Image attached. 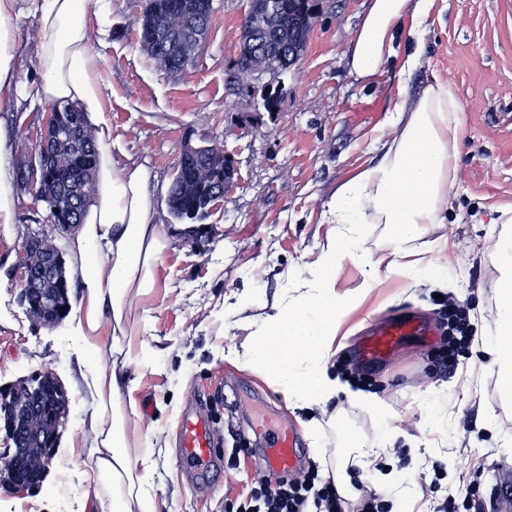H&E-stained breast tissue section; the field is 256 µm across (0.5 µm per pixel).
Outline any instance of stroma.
I'll return each mask as SVG.
<instances>
[{
    "label": "stroma",
    "mask_w": 512,
    "mask_h": 512,
    "mask_svg": "<svg viewBox=\"0 0 512 512\" xmlns=\"http://www.w3.org/2000/svg\"><path fill=\"white\" fill-rule=\"evenodd\" d=\"M369 0H320L306 50L276 85L286 92L278 111L263 107L259 88L228 90L226 78L239 53L247 0H214L205 44L182 72L172 73L140 46L137 21L144 0H100L103 20L91 49L100 58L111 109L112 154L119 166L145 165L156 179L150 192L157 222L168 239L158 266V288L138 309V338L151 351L146 366L129 367L140 417L139 435L155 431V483L159 512H236L255 480L257 443L246 440L251 408L234 413L211 397L216 386L242 387L270 397L279 419L294 426L306 453L302 471L316 465L314 451L337 448L351 433L369 444L387 442L397 425L419 422L418 442L453 448L458 462L444 479L468 484L470 459L484 475L479 500L512 479V447L501 448L483 410L497 409L504 428L512 411L501 409L497 373L486 366L479 344L458 354V370L440 372L434 350L446 332L432 296L439 283L469 310L494 312L499 260L492 244L503 208L512 209V0H436L425 23V53L413 74L395 57L377 83L351 73L347 48ZM38 73L26 64L18 78L19 108L0 112V136L11 149L37 158L51 105L30 93ZM448 80L460 103L465 129L458 162L459 188L448 198V221L426 236L446 252L437 282L408 288L398 277L382 284L352 312L344 346L329 367L360 376L365 388L386 402L392 415L373 417L338 399L336 424L312 432L318 408L288 406L268 381L241 368L252 330L289 289L306 287L334 237L328 204L337 188L377 157L376 138L400 92L415 93L435 79ZM223 148L235 184L212 206L198 238L188 236L168 208V188L184 144ZM51 237L50 206L32 193L19 194L14 237L0 232V391L51 372L67 397L56 448L40 485H0V512H92L93 486L74 448L89 413V398L76 383L86 356L72 319L47 324L21 298L20 257L25 243ZM412 320L417 333L403 337L388 357L364 362V340L384 323ZM208 395V412L221 438L213 460L223 483L193 484L176 450L179 417L192 398ZM416 441V442H417Z\"/></svg>",
    "instance_id": "35a3bbf8"
}]
</instances>
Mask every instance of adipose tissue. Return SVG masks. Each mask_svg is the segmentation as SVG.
I'll list each match as a JSON object with an SVG mask.
<instances>
[{
  "instance_id": "1",
  "label": "adipose tissue",
  "mask_w": 512,
  "mask_h": 512,
  "mask_svg": "<svg viewBox=\"0 0 512 512\" xmlns=\"http://www.w3.org/2000/svg\"><path fill=\"white\" fill-rule=\"evenodd\" d=\"M435 0H371L347 56L352 74L374 83L395 55L400 34L411 47L402 68L413 72L423 54L422 24ZM32 14L38 35L23 53L16 20ZM91 0H0V109L12 104V91L26 60H33L39 80L37 100L83 112L96 141L92 199L82 224L72 229L67 249L72 273L81 285L73 319L89 355L79 368L90 399L86 433L79 453L88 464L99 512H157L152 440L130 434L136 410L131 402L129 366L148 357L135 342L139 302L157 288L156 269L167 247L149 191L152 171L143 165L119 167L112 156V129L105 114L109 100L98 56L90 50ZM382 135L377 160L342 184L329 206L336 226L334 244L320 262L311 288L280 303L262 318L243 368L275 384L293 405L326 408L342 397L372 416H388L383 400L352 389L329 373V361L343 322L382 282L383 274L408 286L428 280L435 261H412L406 245L428 225L448 220V197L457 188L456 161L463 140L459 101L447 81L437 79L413 94L400 93ZM384 224L390 245L382 253L362 254V225ZM495 250L501 256L495 311L482 320L488 336L482 351L498 374L502 406L512 405V227H504ZM351 261L359 287L340 289L338 273ZM387 446L363 447L347 435L334 457L321 463L338 494L353 491L349 465L368 469L389 455ZM376 491H393V512H413L418 484L390 469L374 472Z\"/></svg>"
}]
</instances>
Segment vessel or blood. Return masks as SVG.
Listing matches in <instances>:
<instances>
[{
  "instance_id": "obj_1",
  "label": "vessel or blood",
  "mask_w": 512,
  "mask_h": 512,
  "mask_svg": "<svg viewBox=\"0 0 512 512\" xmlns=\"http://www.w3.org/2000/svg\"><path fill=\"white\" fill-rule=\"evenodd\" d=\"M413 323L389 325L378 331L366 344L363 354L368 358L390 355L402 336L410 334ZM262 413L252 423L254 432L265 443L262 466L279 476L291 473L299 460L301 442L298 435L274 414L270 403H263ZM214 429L202 407L183 413L180 424L178 457L182 467L206 483H217L218 477L211 468L214 456Z\"/></svg>"
}]
</instances>
